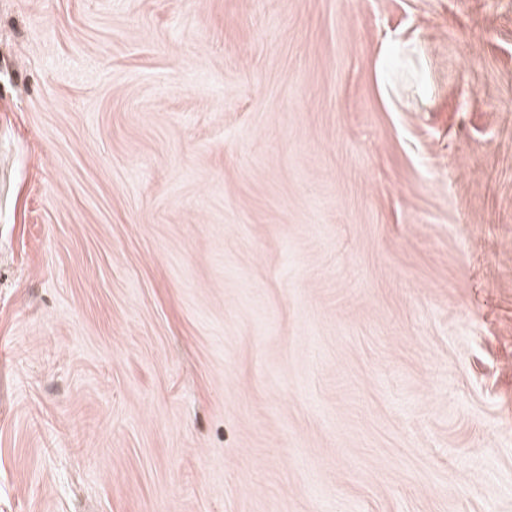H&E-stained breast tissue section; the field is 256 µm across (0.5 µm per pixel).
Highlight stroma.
I'll list each match as a JSON object with an SVG mask.
<instances>
[{
    "label": "stroma",
    "instance_id": "stroma-1",
    "mask_svg": "<svg viewBox=\"0 0 512 512\" xmlns=\"http://www.w3.org/2000/svg\"><path fill=\"white\" fill-rule=\"evenodd\" d=\"M0 512H512V0H0Z\"/></svg>",
    "mask_w": 512,
    "mask_h": 512
}]
</instances>
